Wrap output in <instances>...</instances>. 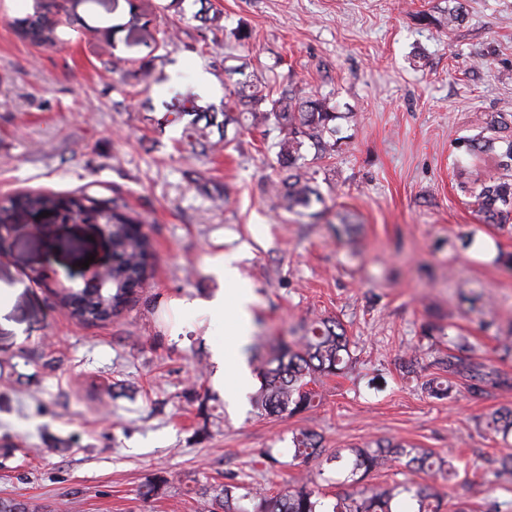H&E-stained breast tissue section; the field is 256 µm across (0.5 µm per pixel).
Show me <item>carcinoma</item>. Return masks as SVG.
Instances as JSON below:
<instances>
[{
	"label": "carcinoma",
	"mask_w": 512,
	"mask_h": 512,
	"mask_svg": "<svg viewBox=\"0 0 512 512\" xmlns=\"http://www.w3.org/2000/svg\"><path fill=\"white\" fill-rule=\"evenodd\" d=\"M67 0H35L33 13L12 20V26L23 40L51 48L63 41L68 30L83 29L113 40L124 34L126 45H143L158 49L171 41V33L157 28L156 19L142 9L138 0H125L129 19L123 24L92 26L76 10L66 7ZM156 57L131 58L137 66L140 80L151 76ZM247 114L252 124L266 127L275 133L269 148L276 150L277 163L288 169V177L274 185L276 196L288 210L297 214L324 202L313 175L305 170L306 151L314 149V157L323 159L336 151V119L339 113L325 101L299 96L289 90L274 98L267 85L255 77L235 83L225 96L224 112H209L184 100L178 113L192 117L189 136L201 152L219 145L229 146L226 139L212 141L208 129L221 128L231 120L232 113ZM205 121L201 128L200 121ZM464 157L480 170L476 162L490 155L498 175L479 180L475 193L477 211L486 222L506 223L512 215V134H504L500 122L491 118L482 132L473 137L458 139ZM3 211L13 213L48 212L64 208L72 216L63 221L91 224L95 218L112 225V278L118 282L136 275L138 287L112 289V315H118L147 285L153 273L148 258L153 256L149 236L137 228L142 220L126 203L118 198L96 197L81 189L69 194L41 191L26 192L2 202ZM69 314L81 322L95 324L102 320L98 304L83 301ZM473 346L466 336L448 338V354L438 360L442 374L421 379L415 355L401 365L402 375L430 398L444 401L453 398L452 378L461 377L470 382L475 391L482 387H512V375L493 366L476 362ZM254 358L259 360L260 386L252 397L259 416L266 418L292 417L318 407L322 403L320 387L324 380L342 374L353 362L346 329L339 320L320 318L308 323L302 336L293 341L266 337L255 347ZM484 431L503 443L512 439V408H498L486 414ZM288 454L289 464L306 465L321 459L318 477L328 472L343 477L336 484L343 489L328 496L320 490L317 477L303 475L295 485L269 494L252 489L232 473L224 475V483L210 487L208 509L219 505L223 512H399V499H409L412 512H469L460 502L452 503L428 484L412 479L390 484L372 485L366 479L385 469L390 463H402L410 474L444 471L448 480L459 476V467L435 453L403 442L369 441L348 448L327 450L321 437L309 429L291 431Z\"/></svg>",
	"instance_id": "cac0c4a2"
}]
</instances>
